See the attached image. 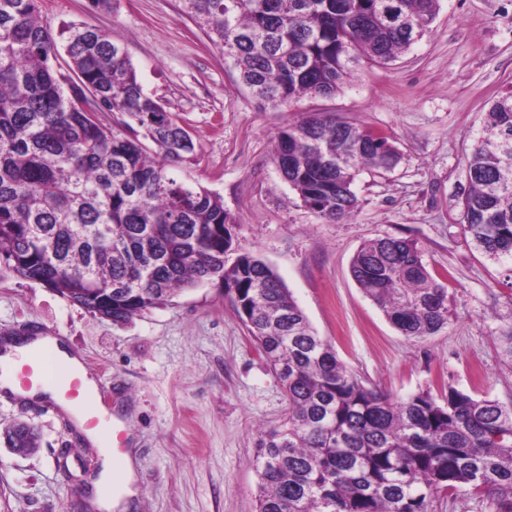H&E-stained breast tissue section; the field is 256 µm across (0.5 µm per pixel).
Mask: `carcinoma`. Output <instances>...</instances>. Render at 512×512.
I'll use <instances>...</instances> for the list:
<instances>
[{"instance_id":"carcinoma-1","label":"carcinoma","mask_w":512,"mask_h":512,"mask_svg":"<svg viewBox=\"0 0 512 512\" xmlns=\"http://www.w3.org/2000/svg\"><path fill=\"white\" fill-rule=\"evenodd\" d=\"M244 85L273 106L331 97L362 59L387 66L427 32L440 0H183ZM40 0H0V263L88 313L124 324L218 279L288 400L286 421L258 433V512H432L464 492L512 512V404L450 388L402 401L362 384L318 336L259 257L239 254L224 199L178 177L195 144L144 92L125 50L75 24L60 33ZM93 106H88V97ZM119 112L131 132L104 126ZM389 138L311 113L282 130L274 160L303 203L330 222L358 207L365 168L399 161ZM464 228L489 257L512 258V91L484 113L467 160ZM351 274L391 324L422 339L450 318L448 289L403 238L365 242ZM30 453L38 435L0 433Z\"/></svg>"}]
</instances>
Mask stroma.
<instances>
[{
	"label": "stroma",
	"mask_w": 512,
	"mask_h": 512,
	"mask_svg": "<svg viewBox=\"0 0 512 512\" xmlns=\"http://www.w3.org/2000/svg\"><path fill=\"white\" fill-rule=\"evenodd\" d=\"M52 33L70 24L110 33L144 90L190 132L193 160L181 178L224 199L238 252L268 263L347 370L395 399L455 388L512 403V260H493L461 222L466 159L483 112L512 90V0H440L428 32L389 66L362 62L335 96L262 104L232 62L183 11L182 0H42ZM329 112L390 138L401 159L366 169L359 205L328 223L280 175L274 148L302 114ZM415 241L448 289L447 326L401 335L350 273L367 240ZM37 326L63 338L111 395L135 439L138 495L131 512H256L258 427L288 412L280 382L211 280L116 325L51 289L0 270V333ZM23 420L39 446L18 456L0 446V512H104L112 484L97 483L100 450L49 400L0 395V428Z\"/></svg>",
	"instance_id": "stroma-1"
}]
</instances>
